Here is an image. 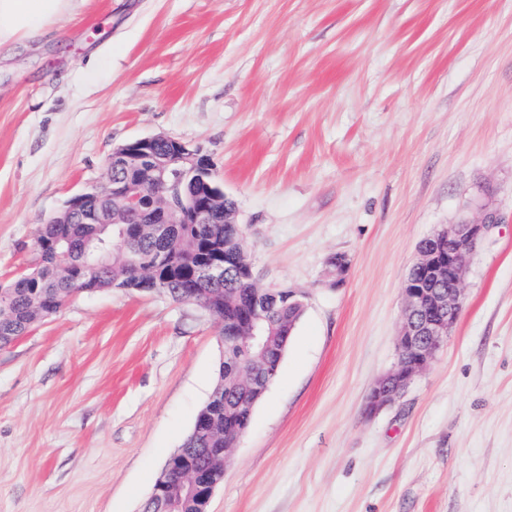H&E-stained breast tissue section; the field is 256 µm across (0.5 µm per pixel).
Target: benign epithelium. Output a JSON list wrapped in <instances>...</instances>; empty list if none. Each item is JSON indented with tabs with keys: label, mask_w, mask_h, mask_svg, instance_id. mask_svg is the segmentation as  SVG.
I'll return each mask as SVG.
<instances>
[{
	"label": "benign epithelium",
	"mask_w": 512,
	"mask_h": 512,
	"mask_svg": "<svg viewBox=\"0 0 512 512\" xmlns=\"http://www.w3.org/2000/svg\"><path fill=\"white\" fill-rule=\"evenodd\" d=\"M169 142L166 156L155 154V146ZM107 176L102 184L72 195L64 206L47 219L49 224H67L74 216L97 226L122 225L121 236L127 242L140 238H167L180 232L182 224H209L215 211L224 210L230 219L237 212L226 210L228 197L213 179L209 155L199 146L182 140L154 135L138 138L115 147L104 163ZM492 220L480 224H450L431 235L432 242L417 248L411 271L417 277L406 279L404 319L398 352L407 353L412 363H396L393 370L378 380L371 391L370 412L394 403L427 368L457 322L463 304L466 261ZM225 256L215 246L195 269L196 287L189 289L186 301L208 312L213 305L203 285L224 280ZM178 270L166 266L158 254L139 266V276L126 288L167 292V282ZM298 301L290 289H250L240 317L229 335L220 337L223 363L235 370L240 386L253 396L265 391L269 381L257 379L249 366L241 363L245 354L261 359L269 349L271 337L261 322L264 313L280 302ZM213 413L196 422L195 430L207 434L220 427L222 416L231 413L224 397L211 399ZM222 480L212 469L203 470L184 461L183 453H174L165 463L150 494V512H183L187 500L209 501Z\"/></svg>",
	"instance_id": "obj_1"
}]
</instances>
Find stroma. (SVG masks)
Wrapping results in <instances>:
<instances>
[{"instance_id":"1","label":"stroma","mask_w":512,"mask_h":512,"mask_svg":"<svg viewBox=\"0 0 512 512\" xmlns=\"http://www.w3.org/2000/svg\"><path fill=\"white\" fill-rule=\"evenodd\" d=\"M158 134L304 302L208 512H512V0H80L0 53V287ZM484 221L450 336L367 414L419 243ZM221 354L199 305L115 288L0 347V512H140Z\"/></svg>"}]
</instances>
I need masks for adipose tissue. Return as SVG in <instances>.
<instances>
[{
	"instance_id": "1",
	"label": "adipose tissue",
	"mask_w": 512,
	"mask_h": 512,
	"mask_svg": "<svg viewBox=\"0 0 512 512\" xmlns=\"http://www.w3.org/2000/svg\"><path fill=\"white\" fill-rule=\"evenodd\" d=\"M78 0H0V47L19 38H35L50 31Z\"/></svg>"
}]
</instances>
